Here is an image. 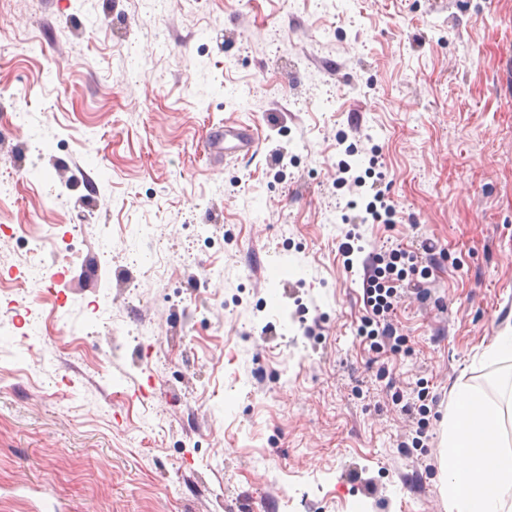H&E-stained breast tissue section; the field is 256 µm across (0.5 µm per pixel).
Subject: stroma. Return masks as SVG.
<instances>
[{"mask_svg":"<svg viewBox=\"0 0 512 512\" xmlns=\"http://www.w3.org/2000/svg\"><path fill=\"white\" fill-rule=\"evenodd\" d=\"M0 100V222L88 227L0 294V512H448L452 388L512 404V0H0ZM376 149L391 229L334 183ZM350 231L445 250L403 351L356 338ZM44 266L41 260L39 262H35L34 260H29L24 265L19 268H14L11 272L10 278L3 280L0 279V284L2 281L10 282L15 288L12 290H19L27 288V285L30 282L42 281L44 278Z\"/></svg>","mask_w":512,"mask_h":512,"instance_id":"35a3bbf8","label":"stroma"}]
</instances>
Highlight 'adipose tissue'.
<instances>
[{
    "label": "adipose tissue",
    "mask_w": 512,
    "mask_h": 512,
    "mask_svg": "<svg viewBox=\"0 0 512 512\" xmlns=\"http://www.w3.org/2000/svg\"><path fill=\"white\" fill-rule=\"evenodd\" d=\"M500 419L468 385H455L444 437L450 512H512V453Z\"/></svg>",
    "instance_id": "adipose-tissue-1"
}]
</instances>
